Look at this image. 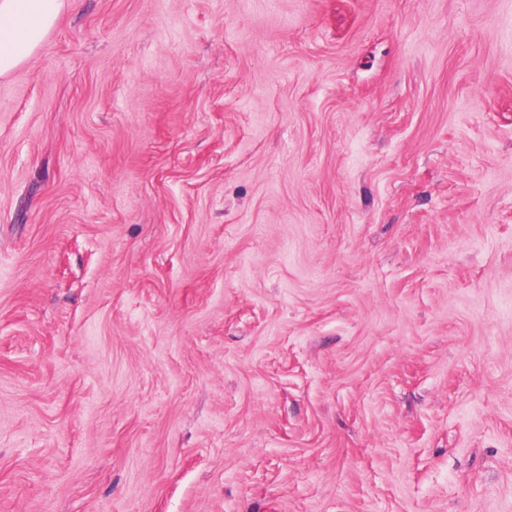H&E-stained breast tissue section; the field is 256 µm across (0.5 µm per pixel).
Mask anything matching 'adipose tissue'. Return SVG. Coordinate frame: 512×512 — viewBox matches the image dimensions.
Listing matches in <instances>:
<instances>
[{"label": "adipose tissue", "mask_w": 512, "mask_h": 512, "mask_svg": "<svg viewBox=\"0 0 512 512\" xmlns=\"http://www.w3.org/2000/svg\"><path fill=\"white\" fill-rule=\"evenodd\" d=\"M69 0H0V77L35 55Z\"/></svg>", "instance_id": "1"}]
</instances>
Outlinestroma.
Masks as SVG:
<instances>
[{
	"instance_id": "35a3bbf8",
	"label": "stroma",
	"mask_w": 512,
	"mask_h": 512,
	"mask_svg": "<svg viewBox=\"0 0 512 512\" xmlns=\"http://www.w3.org/2000/svg\"><path fill=\"white\" fill-rule=\"evenodd\" d=\"M0 512H512V0H71L0 78Z\"/></svg>"
}]
</instances>
